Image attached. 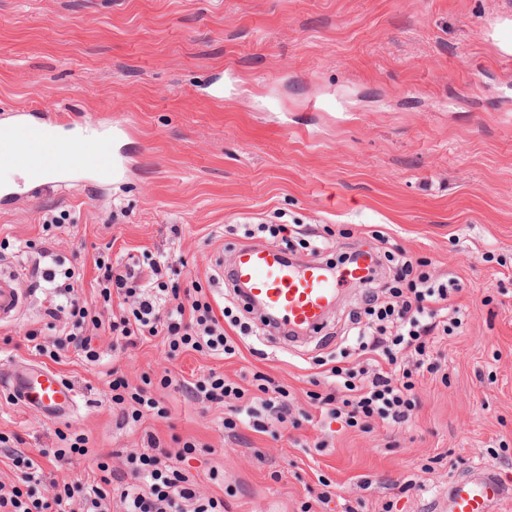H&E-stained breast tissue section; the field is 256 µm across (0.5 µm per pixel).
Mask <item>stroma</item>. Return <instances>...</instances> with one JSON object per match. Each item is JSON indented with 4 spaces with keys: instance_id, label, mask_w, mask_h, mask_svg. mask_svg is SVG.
I'll return each instance as SVG.
<instances>
[{
    "instance_id": "35a3bbf8",
    "label": "stroma",
    "mask_w": 512,
    "mask_h": 512,
    "mask_svg": "<svg viewBox=\"0 0 512 512\" xmlns=\"http://www.w3.org/2000/svg\"><path fill=\"white\" fill-rule=\"evenodd\" d=\"M509 10L512 0H0V118L37 108L131 127L113 143L129 162L122 179L76 172L64 189L0 206V272L147 249L168 256L171 284H201L227 306L237 292L215 279L217 258L270 240L222 226L314 225L333 263L386 234L433 278H455L448 305L469 313L431 350L434 372L415 375L404 428L317 430L322 363L344 347L365 290L343 288L322 332L298 344L244 336L234 358L172 361L162 339L124 349L102 334V364L73 351L53 364L23 346L47 305L25 276L26 309L0 329V376L53 367L78 406L51 419L5 382L0 433L20 434L29 454L88 437L94 456L40 458L48 482L86 479L100 454L124 469L150 453L151 434L173 453L194 440L177 466L224 512H429L437 487L477 464L512 485V61L491 39ZM112 367L134 385L150 375L170 418L124 423ZM212 370L247 389L257 373L285 386L297 428L225 429L230 403L180 386ZM167 371L177 382L164 388ZM316 436L324 447H306ZM321 476L333 483L325 504L311 493Z\"/></svg>"
}]
</instances>
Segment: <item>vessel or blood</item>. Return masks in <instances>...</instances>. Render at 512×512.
<instances>
[{
    "mask_svg": "<svg viewBox=\"0 0 512 512\" xmlns=\"http://www.w3.org/2000/svg\"><path fill=\"white\" fill-rule=\"evenodd\" d=\"M6 128V134L0 135V165L29 166L40 176L29 180L23 189L0 186V202L12 201L26 191L51 190L78 170L105 179L120 176L124 170V161L112 150L113 137L128 128L122 120L101 127L94 137L93 151L82 155L74 153L76 136L65 131L63 122L49 124L33 113L17 112ZM371 266V259L363 256L334 267L316 260L290 261L274 246H243L230 270L233 281L243 287L239 295L242 305L261 302L283 329L311 335L324 325L338 287L367 282ZM26 302L16 277L0 274V325L15 321ZM11 380L18 401L40 408L47 416L63 415L77 403L75 388L52 370L30 367L12 373ZM511 497L512 488L501 482L493 468L477 465L468 476L439 488L433 505L435 512H495Z\"/></svg>",
    "mask_w": 512,
    "mask_h": 512,
    "instance_id": "vessel-or-blood-1",
    "label": "vessel or blood"
}]
</instances>
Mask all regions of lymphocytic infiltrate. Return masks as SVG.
<instances>
[{"mask_svg": "<svg viewBox=\"0 0 512 512\" xmlns=\"http://www.w3.org/2000/svg\"><path fill=\"white\" fill-rule=\"evenodd\" d=\"M94 268L103 302L99 309L78 297L79 269L43 272L42 279L51 291L45 313L63 321L64 326L60 338L52 341L43 340L41 330H29L30 351L57 363L70 347L85 362L94 364L99 355L92 345V333L102 329L132 347L152 337H164L173 357L187 350L222 359L239 355L238 344L224 331L223 321L231 317V309L214 310L201 292L183 295L169 288L170 264L163 254L145 250L118 264L100 256ZM388 291L391 299L384 303L375 294H367L362 311L351 317L349 333L354 345L340 357L361 360V369L331 367L334 389L317 398L322 416L342 420L349 427L372 419L389 428L405 424L413 407L414 372L424 368L431 346L461 328L465 320L461 310H449L447 284L417 270L409 259L397 260ZM111 376L112 400L130 403L132 420L158 409V401L146 391L150 376H143L138 387L130 386L119 371H112ZM258 389L259 396H246L242 387L226 382L223 374L214 371L193 387L212 402L237 399V419L251 421L256 431H264L268 418L287 424L292 413L288 390L269 378ZM237 419L226 420V427H235ZM88 443L82 436L66 449L42 448L34 457L12 455L20 476L17 484L0 485V512H110L115 499L122 512H223V499L200 496L194 482L172 465L170 453L161 449L155 438L150 441L155 455L128 458L127 473L110 472L108 464L101 461L98 475L88 481L56 483L51 493H35V485L43 480L39 458L60 460L69 453L87 456L91 453Z\"/></svg>", "mask_w": 512, "mask_h": 512, "instance_id": "f902f5d3", "label": "lymphocytic infiltrate"}]
</instances>
